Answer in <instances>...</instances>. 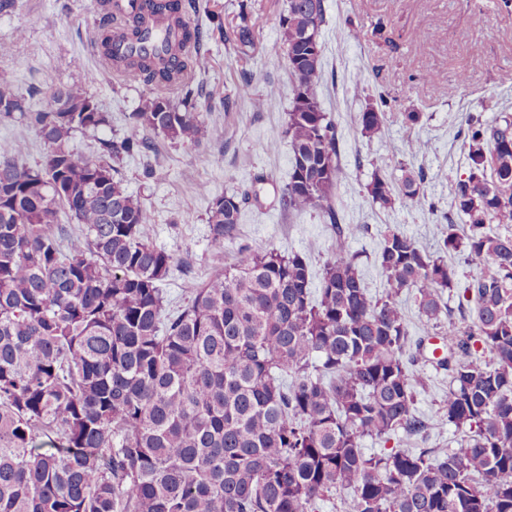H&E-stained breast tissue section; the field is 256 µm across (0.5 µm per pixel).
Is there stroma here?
Wrapping results in <instances>:
<instances>
[{
  "label": "stroma",
  "instance_id": "35a3bbf8",
  "mask_svg": "<svg viewBox=\"0 0 512 512\" xmlns=\"http://www.w3.org/2000/svg\"><path fill=\"white\" fill-rule=\"evenodd\" d=\"M285 0H251L257 50L240 58L232 46L213 38L203 43L206 64L194 76L206 113L208 132L197 146L153 137L145 155L123 157L113 167L129 192L152 213V240L177 261L163 286L168 297L182 300L217 271L233 263L240 246L273 245L297 252L319 272L336 244L320 211L288 213L274 206L276 189L288 181L291 153L281 131L292 98L288 59L280 36ZM103 0H16L14 10L0 14V69L9 70L16 89L33 108L46 107L52 86L82 85L111 116L97 131H75L71 147L99 157L100 143L133 131L129 115L149 94V87L123 81L99 57L96 41ZM322 32L325 80L316 95L335 120L340 136L342 174L335 205L356 233L347 247L358 255L371 294H380L383 277L376 263L381 233L395 227L427 250L438 247L443 226L464 224L452 203L450 180L466 168L458 131L470 115L492 120L512 114V7L503 0H326ZM433 33L426 42L413 40L415 29ZM254 95L267 102L254 111L240 99L225 108L224 97L243 77ZM455 96H446L448 85ZM389 99L380 132L363 136L358 115L376 91ZM420 115L410 123L407 113ZM13 141L18 161L42 166L43 142L23 119L0 121V140ZM429 145L422 155L407 151L410 140ZM394 181L423 173L421 206L385 211L374 206L366 185L374 171ZM265 173L262 204L246 210L235 241L213 243L207 223L210 201ZM417 373L428 388L417 397L416 410L431 426L424 447H454L453 426L438 424L437 412L448 392V377L431 362H419Z\"/></svg>",
  "mask_w": 512,
  "mask_h": 512
}]
</instances>
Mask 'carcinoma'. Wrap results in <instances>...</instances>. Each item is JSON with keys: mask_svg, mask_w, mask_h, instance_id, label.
I'll return each mask as SVG.
<instances>
[{"mask_svg": "<svg viewBox=\"0 0 512 512\" xmlns=\"http://www.w3.org/2000/svg\"><path fill=\"white\" fill-rule=\"evenodd\" d=\"M97 49L123 80L150 87L134 133L101 142L120 158L151 149L148 132L198 145L207 126L192 78L206 37L187 20L196 0H111ZM325 0H287L281 39L293 97L282 129L291 151L283 211H324L336 250L319 286L306 259L242 246L234 264L180 304L162 283L175 265L153 245L150 211L108 164L73 151L76 130L110 124L80 84L51 89L65 111L33 110L0 70V104L15 106L47 146L37 168L0 141V512H319L336 493L352 512H512V116H469L467 167L450 182L466 234L448 223L437 251L397 228L381 236L384 289L371 295L344 243L332 198L341 178L336 123L316 95L323 79ZM216 31L256 50L250 6ZM388 100L359 113L379 132ZM14 112V113H16ZM12 112H0V119ZM422 175L395 186L376 171L372 204H421ZM253 175L213 199L218 244L259 205ZM65 208L79 224L58 223ZM450 252L478 262L459 291ZM415 302L446 350L440 421L460 433L438 453L415 447L429 424L416 409L424 380L411 367L401 298ZM368 453V439L388 441Z\"/></svg>", "mask_w": 512, "mask_h": 512, "instance_id": "carcinoma-1", "label": "carcinoma"}]
</instances>
